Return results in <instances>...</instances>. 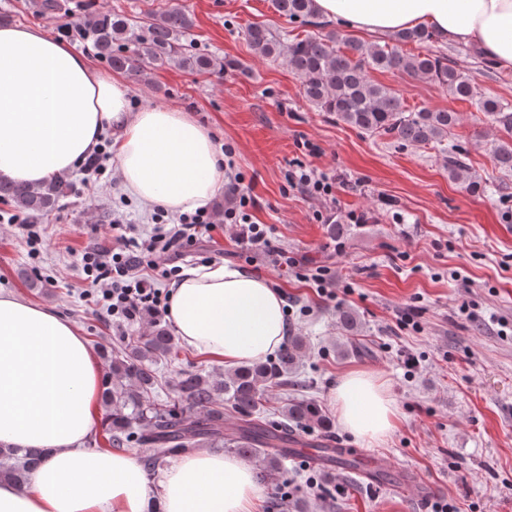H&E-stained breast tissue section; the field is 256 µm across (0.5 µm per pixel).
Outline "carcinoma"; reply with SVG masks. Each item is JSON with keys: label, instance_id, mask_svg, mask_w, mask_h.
I'll list each match as a JSON object with an SVG mask.
<instances>
[{"label": "carcinoma", "instance_id": "obj_1", "mask_svg": "<svg viewBox=\"0 0 512 512\" xmlns=\"http://www.w3.org/2000/svg\"><path fill=\"white\" fill-rule=\"evenodd\" d=\"M314 0H274L276 11L291 21L318 29L303 39L284 43L283 35L266 26L246 29V40L261 58H283L302 80L304 95L319 111L369 135H387L402 146L419 147L448 138L457 124L455 112L408 110L392 88L372 81L371 70H399L421 76L448 90L458 99L473 97L467 74L448 64V58L427 51L403 53L400 44L432 42L436 34L426 28L407 29L393 36L394 45L344 40L314 13ZM193 27L192 15L174 8L145 21L133 22L114 13L101 12L89 23L86 35L97 55L112 69L131 78L143 77L147 68L165 64L196 71L223 70L234 66L209 55L192 52L185 36ZM478 109L511 140L500 141L492 152L496 167L512 174V105L485 98ZM462 152H448V177L467 178ZM72 190L66 179L38 186L0 178V202L39 218L52 212ZM306 350L303 336L294 333L269 361L243 365L213 375L183 372L172 385V396L157 401L158 366L174 359L175 342L160 320L149 330L104 355L107 364L101 401L106 407L102 437L107 449H136L143 468L154 472L167 459L191 448H223L263 466L262 479L281 469L297 431L323 419L307 399H286L281 419L267 420L265 404L275 388L295 386L292 379ZM230 408L238 425L224 429V409ZM39 448L0 444V481L24 487L29 471L41 461Z\"/></svg>", "mask_w": 512, "mask_h": 512}]
</instances>
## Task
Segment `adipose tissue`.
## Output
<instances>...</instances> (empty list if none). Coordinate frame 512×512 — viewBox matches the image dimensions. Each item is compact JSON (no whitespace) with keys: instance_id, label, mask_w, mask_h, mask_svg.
Returning a JSON list of instances; mask_svg holds the SVG:
<instances>
[{"instance_id":"ef3b65f1","label":"adipose tissue","mask_w":512,"mask_h":512,"mask_svg":"<svg viewBox=\"0 0 512 512\" xmlns=\"http://www.w3.org/2000/svg\"><path fill=\"white\" fill-rule=\"evenodd\" d=\"M325 18L371 32L425 26L481 47L512 71V0H314ZM124 190L178 213L206 206L224 187V157L187 112L132 110L126 87L39 27L0 26V176L38 185L65 176L104 133ZM169 315L181 341L225 365L264 360L288 330L279 291L228 264L184 267ZM101 368L79 329L13 293H0V442L42 448L26 490L0 482V512H147L150 490L126 453L86 448ZM338 423L362 440L395 427L397 412L374 374L336 387ZM161 512H251L261 488L249 461L200 449L162 475Z\"/></svg>"}]
</instances>
